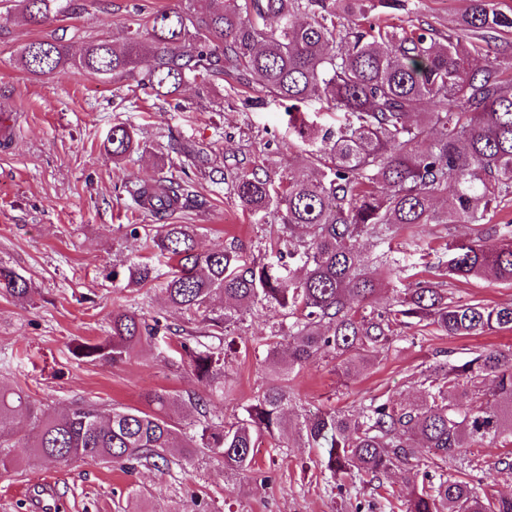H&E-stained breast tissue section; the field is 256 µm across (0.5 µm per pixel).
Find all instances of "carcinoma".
I'll list each match as a JSON object with an SVG mask.
<instances>
[{"instance_id": "1", "label": "carcinoma", "mask_w": 512, "mask_h": 512, "mask_svg": "<svg viewBox=\"0 0 512 512\" xmlns=\"http://www.w3.org/2000/svg\"><path fill=\"white\" fill-rule=\"evenodd\" d=\"M23 18L42 26L74 11L72 0H18ZM188 11L165 9L145 21L147 40L129 33L122 49L87 44L79 56L55 39H36L21 56L32 76L68 67L114 78L140 76L157 96L177 94L189 80L226 77L259 86L286 105L288 146L308 147L310 166L278 180L256 171L223 173L241 206L270 225L276 261L248 267L225 250H198L190 224H161L147 247L174 262L162 291L168 306L201 317L224 346L180 343L204 395L183 399L166 390L148 395L149 410L83 403L61 413L36 409L18 385L0 384V429L30 423L33 456L58 464L92 459L132 469L167 463L179 450L187 459L219 458L245 478L256 448L290 426L307 447L318 448L331 479L348 476L383 486L395 469L418 466L405 512H512V496L488 493L473 472L483 441L512 444V354L485 349L462 363L438 360L422 372L419 398L375 397L353 414L336 408L288 419L286 382L316 354L336 360L344 374L368 368L389 348L398 329L433 327L448 336H481L512 330V306L464 303L431 281L398 289L395 305H372L381 280L365 272L358 241H385L397 225L474 224L475 237L448 243L446 271L457 279L512 282V221L488 224L486 216L512 197V79L491 63L472 66L484 47L512 29V17L493 0H470L457 28L442 39L430 28H345L337 20L363 11V0H190ZM320 101L342 113L334 129L309 121L301 107ZM432 111L423 112V105ZM112 161L134 150L123 125L108 138ZM128 191L138 208L158 220L194 203L183 179L138 182ZM448 195V208L434 206ZM387 273L403 270V257H378ZM146 263L130 267L136 286L154 282ZM31 285L0 268V297L26 300ZM220 297L216 310L211 300ZM276 306L288 319L271 338L289 341L288 363L272 345L267 358L273 382L241 415L214 420L209 402L224 396V368L232 342L226 324L238 309ZM164 325L132 311L112 315L108 335L76 345L95 362L118 364L142 339ZM466 397L467 403L459 402ZM190 405L199 415L193 432L177 429L174 414ZM470 454V473L448 474V465ZM20 465L0 439V472Z\"/></svg>"}]
</instances>
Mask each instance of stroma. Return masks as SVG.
Returning <instances> with one entry per match:
<instances>
[{"label":"stroma","instance_id":"1","mask_svg":"<svg viewBox=\"0 0 512 512\" xmlns=\"http://www.w3.org/2000/svg\"><path fill=\"white\" fill-rule=\"evenodd\" d=\"M74 2V14L35 28L23 21L15 0H0V107L16 114L10 143L0 147V267L13 269L34 289L25 301L0 297V381L21 385L43 410L80 401L143 409L156 390L200 392L180 343L203 335L205 327L165 308L159 286L128 287L132 263H149L161 279L171 266L132 235V225L155 219L134 207L127 186L179 174L184 144L206 151L210 166L190 171L195 206L174 210L166 221L193 225L201 250L232 249L249 264L270 255L269 226L245 211L227 184L215 183L217 171L257 164L279 178L303 169L308 155L289 149L284 105L256 86L192 82L162 97L133 77L113 80L74 69L31 77L20 56L33 40L58 37L75 52L88 42L119 47L150 14L189 6V0ZM467 6L468 0H409L408 10L389 20L409 29L428 24L444 35ZM117 124L135 129L139 141L118 165L105 151ZM471 235L468 224H420L399 227L392 243L403 249L412 279L443 284L465 302L512 304L511 283L459 281L441 267L446 243ZM118 311L148 320L165 316L169 330L119 364L76 357L75 345L107 335ZM282 319L274 307L244 310L228 326L238 351L225 368L223 396L210 403L212 416L233 419L271 383L267 338ZM485 348L512 352V331L462 338L431 327L406 328L373 365L347 378L334 359L318 355L290 378L292 407L355 412L373 396L408 402L418 394L416 377L439 352L461 363ZM28 431L24 423L7 433L23 465L0 473V512H42L34 502L41 489L61 512H355L359 503L379 512V491L328 482L318 449L304 447L290 430L258 448L247 481L208 458L173 456L165 466L133 471L90 460L45 463L32 456Z\"/></svg>","mask_w":512,"mask_h":512}]
</instances>
